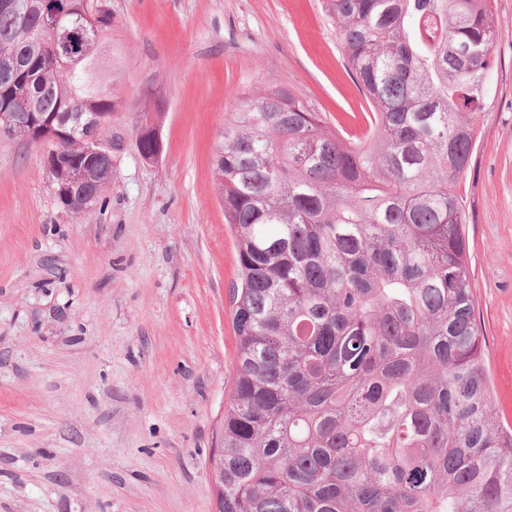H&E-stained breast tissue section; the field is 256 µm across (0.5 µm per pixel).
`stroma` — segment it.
Here are the masks:
<instances>
[{
  "mask_svg": "<svg viewBox=\"0 0 512 512\" xmlns=\"http://www.w3.org/2000/svg\"><path fill=\"white\" fill-rule=\"evenodd\" d=\"M113 177L80 214L48 144L0 139V512H217L236 374L235 234L213 174L231 94L289 87L359 131L369 106L320 0H108ZM462 190L497 415L512 428V0ZM165 94L160 155L135 126Z\"/></svg>",
  "mask_w": 512,
  "mask_h": 512,
  "instance_id": "1",
  "label": "stroma"
}]
</instances>
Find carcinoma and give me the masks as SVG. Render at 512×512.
I'll use <instances>...</instances> for the list:
<instances>
[{
	"label": "carcinoma",
	"mask_w": 512,
	"mask_h": 512,
	"mask_svg": "<svg viewBox=\"0 0 512 512\" xmlns=\"http://www.w3.org/2000/svg\"><path fill=\"white\" fill-rule=\"evenodd\" d=\"M0 7V113L115 111L107 3L46 54L40 0ZM494 0H323L369 104L358 134L277 83L234 98L214 173L236 236V380L219 512H512L460 193L494 64ZM54 126L59 146L80 148ZM101 195L112 157L85 166Z\"/></svg>",
	"instance_id": "1"
}]
</instances>
